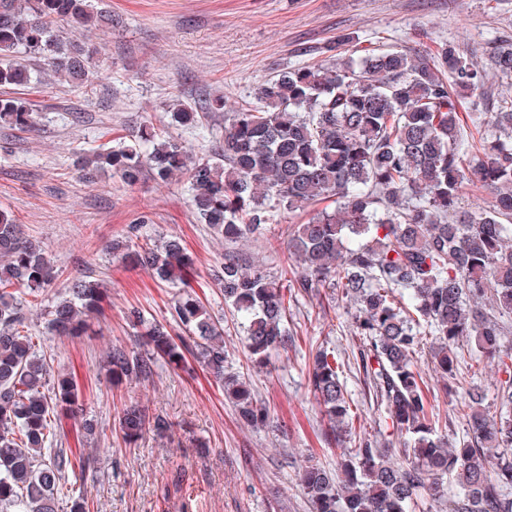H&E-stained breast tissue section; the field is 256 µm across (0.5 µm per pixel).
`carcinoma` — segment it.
I'll return each instance as SVG.
<instances>
[{
  "label": "carcinoma",
  "mask_w": 512,
  "mask_h": 512,
  "mask_svg": "<svg viewBox=\"0 0 512 512\" xmlns=\"http://www.w3.org/2000/svg\"><path fill=\"white\" fill-rule=\"evenodd\" d=\"M62 23L81 28V38L64 36ZM110 23L112 15L93 0H0V124L21 132L34 127L36 104L12 93L41 82L23 59L82 86L100 54L89 35ZM490 67L512 77V41L495 50ZM483 85V70L451 45L426 55L367 49L268 80L257 105L229 117L224 145L212 155L197 157L146 126L131 143L101 146L77 161L85 176L109 173L128 186L146 169L162 182L185 179L191 208L227 243L264 235L281 208L303 210L336 197L335 210L314 214L290 235L288 254L302 268L290 287L333 285L359 306L358 334L368 341L359 373L386 406L392 428L411 443L391 461L381 440L358 437L341 449L340 481L307 467L301 483L314 512H412L421 496L448 512H512V348L500 344L502 318H512V98L495 113L497 133L471 141L456 91ZM222 110L221 98L202 112L181 104L171 119L201 130L204 112ZM467 172L495 197L461 214ZM124 249L160 280L188 287L192 262L179 238L159 246L131 239ZM56 275L51 257L23 240L14 216L0 209V512H59L66 473L91 461L48 447L51 415L76 411L79 388L72 374H51L32 337L21 333L23 301L11 290L37 296ZM223 288L224 302L242 319L250 362L267 364L288 344L286 286L229 251ZM102 300L98 282L73 281L68 296L48 310V328L59 336L85 334ZM173 310L187 332L178 339L131 312L133 323L145 327L147 352L113 348L112 383L144 379L158 362L178 365L191 351L240 416L264 424L268 408L247 381L224 375L220 322L189 293L174 300ZM426 336L435 337L433 363L444 375L453 373L462 341L473 345L476 363L494 362L505 374L495 414L483 411L482 397L470 390L457 404L468 431L455 447L438 433L443 418L413 361ZM340 368L336 353L321 346L308 377L338 443L352 421ZM148 426L158 434L171 429L135 407L119 418L128 440Z\"/></svg>",
  "instance_id": "1"
}]
</instances>
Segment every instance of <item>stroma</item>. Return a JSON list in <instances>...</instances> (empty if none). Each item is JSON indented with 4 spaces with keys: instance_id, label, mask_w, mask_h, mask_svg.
<instances>
[{
    "instance_id": "35a3bbf8",
    "label": "stroma",
    "mask_w": 512,
    "mask_h": 512,
    "mask_svg": "<svg viewBox=\"0 0 512 512\" xmlns=\"http://www.w3.org/2000/svg\"><path fill=\"white\" fill-rule=\"evenodd\" d=\"M112 22L93 40L108 73L86 87L56 78L16 94L41 109L38 133L0 128V208L11 212L24 237L54 259L51 288L24 309L23 326L51 371L74 373L83 394L82 418H60L53 445L69 454H92L90 468L68 473L65 495H83L91 512H310L299 483L302 467L337 468V451L325 439L327 422L308 386L318 347L335 350L340 375L367 434L392 447L406 437L385 423L387 414L365 392L356 361L366 345L356 329L357 309L341 289L296 291L285 324L292 341L267 366H252L237 317L224 303V254L234 251L271 273L287 260L288 235L299 214L279 210L264 236L228 245L202 224L189 206L186 181L160 183L145 175L125 186L104 176H80V153L148 125L209 155L224 141V116L254 101L264 81L312 63L332 64L338 36L352 49L394 48L407 53L448 44L485 64L497 41L512 39V0H99ZM512 82L488 74L483 91L463 95L462 113L481 116L474 137L492 133L498 92ZM223 98L224 109L206 114L195 135L172 123L180 103ZM142 223L152 241L179 237L194 265L190 291L224 325V371L245 377L270 410L266 425L240 419L221 383L195 359L185 368L158 364L147 379L112 386L106 356L115 346L142 351L141 329L127 320L131 308L148 321L176 330L175 288L152 270L105 251ZM91 278L104 291L91 333L56 336L45 311L70 283ZM433 340L424 337L414 356L426 368L441 413L464 394L458 380L470 360L460 357L454 374L428 370ZM132 404L162 416L165 437L146 433L126 444L119 418ZM94 421L93 442L82 437L83 420Z\"/></svg>"
}]
</instances>
